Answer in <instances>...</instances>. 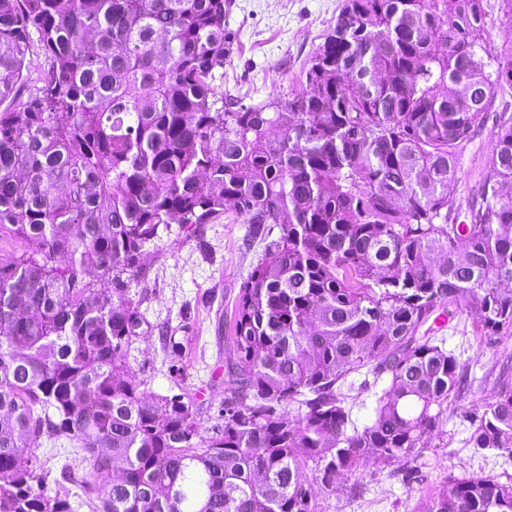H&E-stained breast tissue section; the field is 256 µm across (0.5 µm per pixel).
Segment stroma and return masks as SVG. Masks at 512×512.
Returning <instances> with one entry per match:
<instances>
[{"mask_svg": "<svg viewBox=\"0 0 512 512\" xmlns=\"http://www.w3.org/2000/svg\"><path fill=\"white\" fill-rule=\"evenodd\" d=\"M344 0H225L224 24L234 35L224 63V97L247 104L287 100L305 85L310 60L336 22ZM496 129L486 123L462 149L458 178L448 192L465 201L489 173ZM260 242L247 236L240 220L218 217L208 224L171 225L148 244L129 295L149 323L136 338L127 362L150 393H189L198 400L203 427H211L231 392L227 370L235 351L226 323L252 267ZM168 331L180 344L171 352L160 340ZM448 347L471 368L472 387L448 409L442 438L433 440L432 466L421 485L404 486L382 464L371 462L345 474L323 502L325 512H420L432 487L448 475L512 474V457L473 454L466 445L465 418L474 405L494 395L503 364L512 361V332L486 341L474 318L462 314L448 330ZM363 486L348 497L349 486Z\"/></svg>", "mask_w": 512, "mask_h": 512, "instance_id": "35a3bbf8", "label": "stroma"}]
</instances>
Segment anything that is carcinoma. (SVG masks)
<instances>
[{"mask_svg":"<svg viewBox=\"0 0 512 512\" xmlns=\"http://www.w3.org/2000/svg\"><path fill=\"white\" fill-rule=\"evenodd\" d=\"M496 9L512 23V0H345L306 88L246 105L221 90L224 0H0V234L33 244L0 262V512H72L45 436L79 445L91 512H321L367 455L427 480L471 386L444 330L467 312L512 331V114L467 205L448 195L512 88V50L484 42ZM229 209L263 251L209 432L195 397L135 381L128 283L160 232ZM361 373L384 388L360 428ZM466 419L474 452L512 456V366ZM426 512H512V475H450Z\"/></svg>","mask_w":512,"mask_h":512,"instance_id":"1","label":"carcinoma"}]
</instances>
